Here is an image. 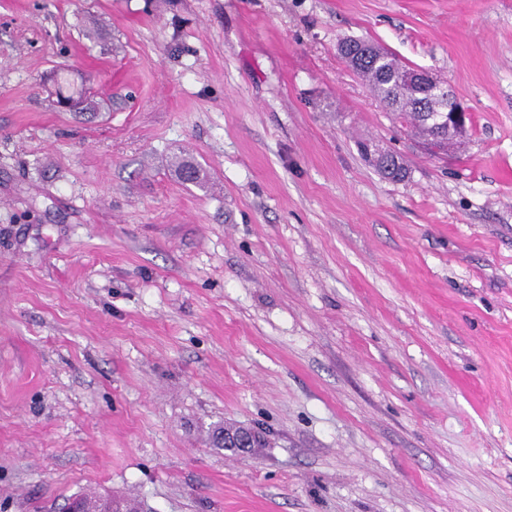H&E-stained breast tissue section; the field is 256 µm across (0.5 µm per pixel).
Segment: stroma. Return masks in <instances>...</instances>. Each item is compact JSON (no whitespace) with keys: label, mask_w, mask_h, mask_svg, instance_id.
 Masks as SVG:
<instances>
[{"label":"stroma","mask_w":512,"mask_h":512,"mask_svg":"<svg viewBox=\"0 0 512 512\" xmlns=\"http://www.w3.org/2000/svg\"><path fill=\"white\" fill-rule=\"evenodd\" d=\"M346 38L468 136L418 146ZM88 489L512 512V0H0V512ZM350 42L363 43L367 47V53L361 54L351 62L345 59L344 56L343 58L352 70L368 83L373 93L385 107L392 112L397 109L402 111L394 112V114L401 122L403 119L409 125L410 132L414 136L426 137L422 140L425 143L435 136L446 134L445 130L440 131L441 128L434 125L429 119V115L437 109L440 101L441 105L438 108L442 120L437 124L448 125L450 136L461 138L467 134L470 114L451 96L443 83L436 81L425 71L405 68L399 80L403 87L415 89L419 86L421 88L427 86L429 92L438 97L440 101L429 94L419 97L410 94L408 99H404L401 87L398 84L397 68L394 67L392 61L386 59L387 56H391L397 61L395 57L384 49L382 51V48L365 41L346 39L342 43L348 44ZM242 427H219L216 428L213 432V440L214 442L219 445V447H225V448H235V451L237 454L241 456H248L250 452V448L253 443V437L250 433H239L236 437L233 438V440L230 439H224V444H222L221 441H219V435L224 433V430L227 432L231 431H238ZM219 433V435H218Z\"/></svg>","instance_id":"35a3bbf8"}]
</instances>
